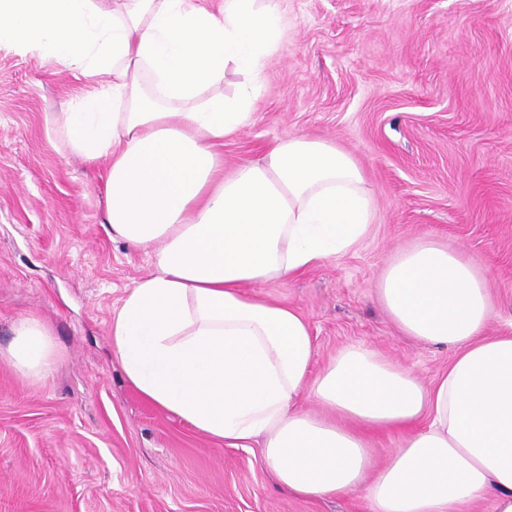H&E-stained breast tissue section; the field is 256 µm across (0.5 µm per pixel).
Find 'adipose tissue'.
Instances as JSON below:
<instances>
[{
	"mask_svg": "<svg viewBox=\"0 0 512 512\" xmlns=\"http://www.w3.org/2000/svg\"><path fill=\"white\" fill-rule=\"evenodd\" d=\"M282 32L279 0H0V48L82 83L60 129L88 165L110 161L109 234L153 252V273L112 314L124 375L225 445L261 441L266 468L298 497L512 512V328L488 335L492 302L471 258L426 239L378 283L401 332L453 349L429 385L361 345L313 371L308 322L253 292L354 251L373 217L357 161L325 140H281L224 172L225 139L253 122L252 91L224 97V73L259 78ZM7 360L27 379L50 374L49 326L19 318ZM402 427L403 445L377 465L368 431Z\"/></svg>",
	"mask_w": 512,
	"mask_h": 512,
	"instance_id": "obj_1",
	"label": "adipose tissue"
}]
</instances>
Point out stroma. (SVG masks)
Segmentation results:
<instances>
[{"label": "stroma", "mask_w": 512, "mask_h": 512, "mask_svg": "<svg viewBox=\"0 0 512 512\" xmlns=\"http://www.w3.org/2000/svg\"><path fill=\"white\" fill-rule=\"evenodd\" d=\"M280 6L254 121L225 140L224 170L324 139L361 166L374 220L354 251L259 293L308 320L317 365L363 344L434 381L452 350L404 336L376 288L400 249L431 239L486 270L488 335L512 317V0ZM80 89L55 61L0 50V512H367L358 493H288L259 444L211 439L127 383L112 313L154 265L111 238L107 167L59 132ZM25 315L59 354L40 380L4 357Z\"/></svg>", "instance_id": "35a3bbf8"}]
</instances>
